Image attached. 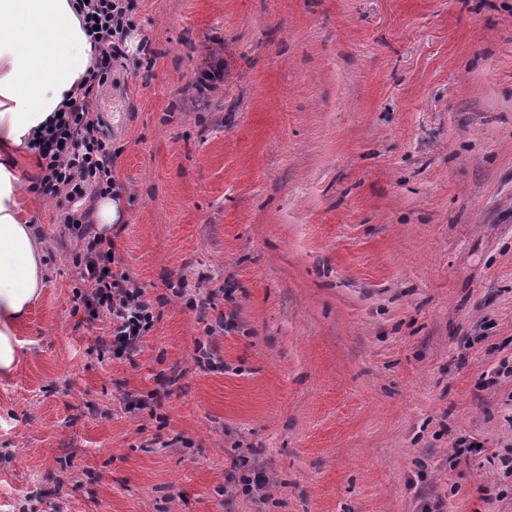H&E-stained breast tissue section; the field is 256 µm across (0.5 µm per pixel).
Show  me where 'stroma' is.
<instances>
[{
	"label": "stroma",
	"mask_w": 512,
	"mask_h": 512,
	"mask_svg": "<svg viewBox=\"0 0 512 512\" xmlns=\"http://www.w3.org/2000/svg\"><path fill=\"white\" fill-rule=\"evenodd\" d=\"M135 4L95 103L156 319L101 351L17 156L47 276L0 512H512V0Z\"/></svg>",
	"instance_id": "stroma-1"
}]
</instances>
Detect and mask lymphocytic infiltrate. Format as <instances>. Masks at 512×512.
I'll list each match as a JSON object with an SVG mask.
<instances>
[{"label":"lymphocytic infiltrate","instance_id":"lymphocytic-infiltrate-1","mask_svg":"<svg viewBox=\"0 0 512 512\" xmlns=\"http://www.w3.org/2000/svg\"><path fill=\"white\" fill-rule=\"evenodd\" d=\"M79 8L97 57L71 103L45 125L31 146L41 170L38 184L42 194L71 204L116 189L112 142L103 131L94 92L125 60V43L134 29L132 0H81ZM83 233L88 243L76 265L84 288L75 297L109 319L114 353L135 349L153 325V304L127 272L114 269L112 240L94 234L88 224Z\"/></svg>","mask_w":512,"mask_h":512}]
</instances>
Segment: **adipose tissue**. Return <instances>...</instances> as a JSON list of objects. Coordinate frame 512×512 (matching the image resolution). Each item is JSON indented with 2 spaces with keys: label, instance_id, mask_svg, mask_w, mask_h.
Instances as JSON below:
<instances>
[{
  "label": "adipose tissue",
  "instance_id": "adipose-tissue-1",
  "mask_svg": "<svg viewBox=\"0 0 512 512\" xmlns=\"http://www.w3.org/2000/svg\"><path fill=\"white\" fill-rule=\"evenodd\" d=\"M74 0H0V379L20 363L16 329L39 299L45 260L8 160L73 95L95 59Z\"/></svg>",
  "mask_w": 512,
  "mask_h": 512
}]
</instances>
